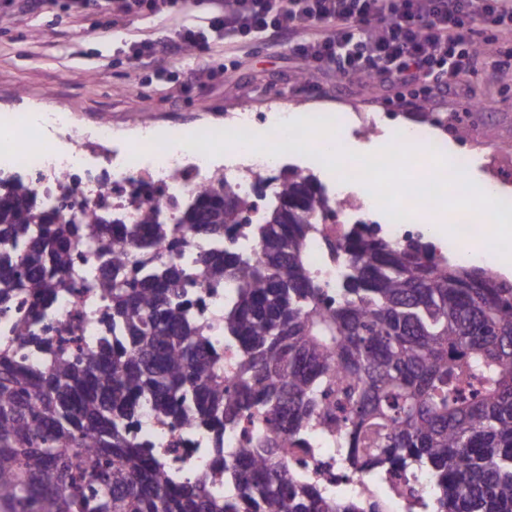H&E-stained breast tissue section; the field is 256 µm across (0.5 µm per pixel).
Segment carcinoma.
Wrapping results in <instances>:
<instances>
[{
    "label": "carcinoma",
    "instance_id": "cac0c4a2",
    "mask_svg": "<svg viewBox=\"0 0 512 512\" xmlns=\"http://www.w3.org/2000/svg\"><path fill=\"white\" fill-rule=\"evenodd\" d=\"M66 208L0 184V307L32 300L24 345L43 354L34 370L0 343V512H382L292 479L281 451L313 421L345 438L361 469L430 472L441 487L434 512H512V280L363 225L329 245L343 274L325 307L304 251L312 218L331 205L293 171L265 201L249 256L224 246L252 210L227 190L198 197L174 224L152 204L130 225ZM193 237L215 243L196 257V277L176 258L145 256L165 238ZM88 244L112 254L87 284L107 302L112 335L75 352L35 326L47 299L78 280ZM219 279L235 288L224 308L238 352L228 378L182 300L186 285ZM146 404L171 429L195 424L218 441L261 419L214 461L234 493L217 495L197 474L168 480L133 436Z\"/></svg>",
    "mask_w": 512,
    "mask_h": 512
}]
</instances>
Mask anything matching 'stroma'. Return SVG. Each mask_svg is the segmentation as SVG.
<instances>
[{
    "mask_svg": "<svg viewBox=\"0 0 512 512\" xmlns=\"http://www.w3.org/2000/svg\"><path fill=\"white\" fill-rule=\"evenodd\" d=\"M181 16L125 15L81 11L74 0H0V113L23 119L33 110L72 104L82 121L118 124L172 122L184 130L197 120L215 123L259 95L288 97L292 112H388L422 122L431 112L460 111L454 100L391 106L395 90L376 82L332 73L307 76L301 61L268 41L207 53L171 51ZM157 44L152 64L135 62L130 44ZM477 100L468 124L482 130L489 149L512 152V68H490L474 85Z\"/></svg>",
    "mask_w": 512,
    "mask_h": 512,
    "instance_id": "35a3bbf8",
    "label": "stroma"
}]
</instances>
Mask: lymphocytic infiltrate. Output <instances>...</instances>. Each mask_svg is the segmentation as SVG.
I'll list each match as a JSON object with an SVG mask.
<instances>
[{
	"instance_id": "lymphocytic-infiltrate-1",
	"label": "lymphocytic infiltrate",
	"mask_w": 512,
	"mask_h": 512,
	"mask_svg": "<svg viewBox=\"0 0 512 512\" xmlns=\"http://www.w3.org/2000/svg\"><path fill=\"white\" fill-rule=\"evenodd\" d=\"M244 44L258 36L286 46L309 74L360 75L410 97L471 104L487 65L478 40L512 39V0H218L207 28L183 26L185 48L208 50V31Z\"/></svg>"
}]
</instances>
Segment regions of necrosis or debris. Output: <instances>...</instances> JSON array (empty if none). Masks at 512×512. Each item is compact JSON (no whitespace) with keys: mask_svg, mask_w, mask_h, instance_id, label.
I'll use <instances>...</instances> for the list:
<instances>
[{"mask_svg":"<svg viewBox=\"0 0 512 512\" xmlns=\"http://www.w3.org/2000/svg\"><path fill=\"white\" fill-rule=\"evenodd\" d=\"M291 112L270 117L254 111L252 103L224 115L223 126H198L195 132H157L152 126L137 127L126 141L118 140L111 122L101 121L92 131L80 124L77 108L38 112L23 131L0 138V177L9 176L25 184L31 194L45 203L61 198L74 200L73 212L81 216L99 210L112 212L126 223L140 219V209L154 204L166 221H175L181 203L200 192L231 190L250 202H258L260 190L276 187L274 176L287 168L289 161L302 156L291 141L303 133L292 121ZM291 123L283 153L269 156L235 147L208 156L202 146L205 133L239 135L252 138L257 130L274 136L275 125ZM361 124L370 125L386 139L431 142L427 125L403 127L398 113H361ZM327 194L334 216L321 221L319 232L308 244L307 264L321 281L328 299H335L341 266L327 247L328 240L342 239L358 224L367 223L379 208L365 186L342 182L329 176ZM231 283L187 287L185 299L198 323L204 324L213 347L224 352L225 371H234L238 354L224 338V307L232 298ZM105 304L84 288L58 289L45 312L44 326L49 335L67 340L72 349L95 345L108 335ZM134 433L151 453L167 461L170 478L209 472L215 454L214 438L198 426L179 429L164 425L150 409L142 408ZM288 470L301 483L317 485L327 496L338 500L358 499L385 504L387 512H432L437 491L433 479L422 471H358L350 467L335 433L318 424L308 425L304 444L285 451Z\"/></svg>","mask_w":512,"mask_h":512,"instance_id":"obj_1","label":"necrosis or debris"}]
</instances>
